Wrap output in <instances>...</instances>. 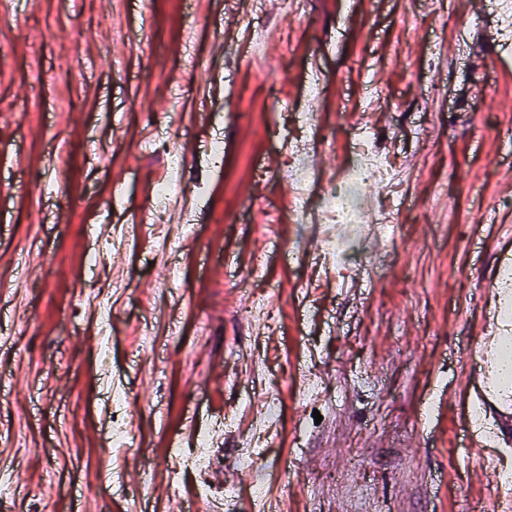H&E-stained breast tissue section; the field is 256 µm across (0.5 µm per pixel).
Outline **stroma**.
Segmentation results:
<instances>
[{
  "label": "stroma",
  "instance_id": "obj_1",
  "mask_svg": "<svg viewBox=\"0 0 512 512\" xmlns=\"http://www.w3.org/2000/svg\"><path fill=\"white\" fill-rule=\"evenodd\" d=\"M495 3L0 13V512H136L137 487L147 512H177L228 469L246 510L259 476L270 512H483L499 472L470 435L512 411V383L472 394L491 367L480 324L512 308V287L484 297L512 278V42ZM362 129L395 170L367 186L363 222L397 227L356 235L335 267L331 217L297 224L281 201L292 163L327 187ZM172 151L183 188L162 205ZM271 397L281 421L263 433ZM201 424L216 427L203 476L169 451L194 453Z\"/></svg>",
  "mask_w": 512,
  "mask_h": 512
}]
</instances>
